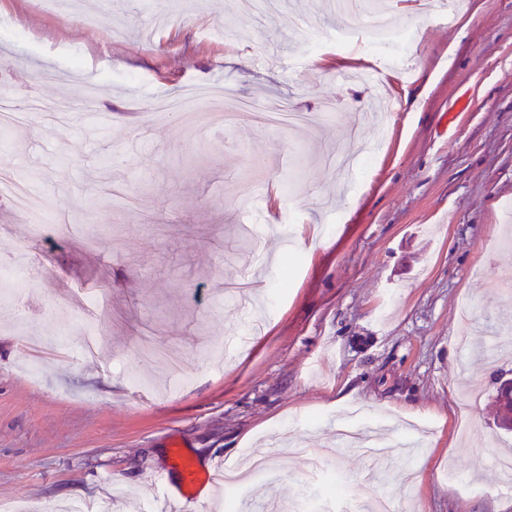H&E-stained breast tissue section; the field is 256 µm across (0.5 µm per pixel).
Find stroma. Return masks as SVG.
<instances>
[{"label": "stroma", "mask_w": 512, "mask_h": 512, "mask_svg": "<svg viewBox=\"0 0 512 512\" xmlns=\"http://www.w3.org/2000/svg\"><path fill=\"white\" fill-rule=\"evenodd\" d=\"M235 2L80 0L73 17L0 0V101L87 89L95 104L0 130V166L84 227L33 238L0 205V263L23 251L42 272L20 307L0 304V504L146 512L175 483L170 441L220 476L280 440L267 472L194 512L271 493L288 512H350L371 463L326 452L332 422L392 435L411 421L422 443L377 481L398 512H512L493 464L512 445L496 368L457 345L467 324L512 329L484 286L512 268L497 241L512 206V0H464L451 23L426 0H375L414 30L393 48L404 73L358 46H308L300 25H345L336 0ZM199 85L307 119L199 128L154 111ZM242 276L261 324L223 298ZM92 298L97 360L78 352ZM143 332L182 352L186 384L163 391L165 358L134 350ZM213 336L234 340L218 367L199 354Z\"/></svg>", "instance_id": "1"}]
</instances>
